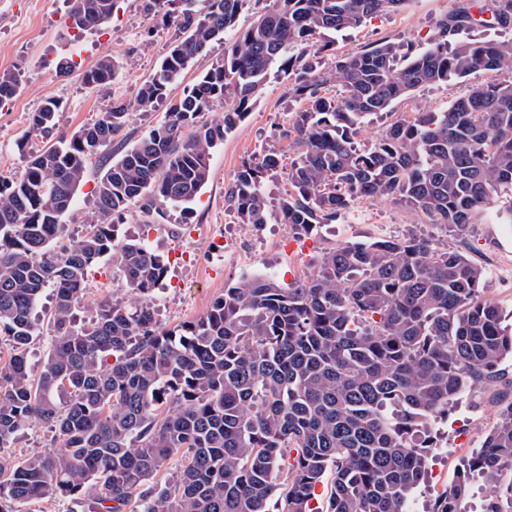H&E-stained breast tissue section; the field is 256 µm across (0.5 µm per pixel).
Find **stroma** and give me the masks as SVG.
Listing matches in <instances>:
<instances>
[{
  "instance_id": "1",
  "label": "stroma",
  "mask_w": 512,
  "mask_h": 512,
  "mask_svg": "<svg viewBox=\"0 0 512 512\" xmlns=\"http://www.w3.org/2000/svg\"><path fill=\"white\" fill-rule=\"evenodd\" d=\"M459 4L460 0H406L400 10L368 20L358 28L324 33L308 45L307 56L319 63L322 71L331 72L337 57L378 40L427 48L437 22ZM70 8L69 0H0V71L15 72L21 80L15 97L0 104V168L20 173L29 154L55 144L59 134H72L92 122L113 101H134L139 86L154 74L176 38L174 28L163 26L147 14L144 0H116L111 19L92 34L79 35L68 28ZM326 40L331 42V50H322ZM106 56L117 64L114 79L106 86H86L84 71ZM63 57L73 61L74 69L59 77L55 69ZM197 75V67H189L170 87L167 100L146 111L132 109L128 136L136 139L159 126L170 103L182 96ZM511 76L505 71L478 73L417 88L394 103L388 113L363 125L354 139L372 143L398 116L444 111L471 84L496 83ZM48 99L60 106L57 133L28 137L31 113ZM302 109V102L289 96L282 75L270 73L252 99L246 118L214 148L209 178L192 212L185 215L171 210L165 218L151 221L135 206L125 224L119 225V238L143 240L151 251L170 261L178 252L190 255L189 261L180 264L171 261L163 289L152 297L162 326L172 329L199 317L213 298L242 277L268 275L282 283L305 279L314 273L322 254L339 244L421 232L432 233L438 246L461 250L485 267L488 295L504 314L512 313V224H494L485 215L464 230L449 232L432 229L413 211L390 200L378 208L356 203L336 223L316 225L308 235L311 247L307 252L291 253L287 247L295 233L289 225L280 223L277 210L290 187L284 177L275 176L265 181L271 203L266 224L257 228L242 224L228 199L237 171L243 161L261 152L287 153L286 141L277 138L275 131L289 125ZM21 140L26 143L22 150L17 147ZM219 235L233 243L242 242V249L233 259L213 252L211 242ZM118 276V266L110 256L91 268L87 304L77 310V322L88 320L89 304L111 293ZM502 373L501 381L462 395L447 424L441 425L440 446L433 449L430 459L432 482L416 492L413 512H429L436 491L455 483L464 458L479 448L501 409L512 402L511 358L504 361Z\"/></svg>"
}]
</instances>
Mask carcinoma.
<instances>
[{
    "mask_svg": "<svg viewBox=\"0 0 512 512\" xmlns=\"http://www.w3.org/2000/svg\"><path fill=\"white\" fill-rule=\"evenodd\" d=\"M245 0H146L172 21L178 38L140 85L136 105L166 98L186 68L237 23ZM258 18L205 66L171 103L160 126L126 145L131 105L114 102L93 122L29 155L24 170L0 177V333L12 358L0 363V450L36 422L59 444L22 461L0 456V512L48 495L77 512H408L428 481V427L448 420L461 396L500 377L512 358V327L486 295V270L467 255L414 233L347 242L322 255L316 273L285 286L244 277L207 311L177 330L162 327L150 297L168 263L140 240L120 241L116 225L131 206L146 217L192 210L210 171L211 150L246 115L272 68L305 102L280 131L293 158L266 151L242 164L231 189L240 220L267 223L264 176L291 188L279 217L300 232L334 224L358 199L389 197L448 231L463 230L495 204L512 224V80L476 83L443 112L400 117L369 146L349 129L413 90L478 72H512V41H475L472 27L512 28V0L463 3L436 27L428 48L381 42L322 72L304 48L324 31L362 26L405 0H266ZM114 0H72L69 27L92 33ZM490 13V19L483 14ZM116 65L101 58L83 82L106 85ZM341 93L324 94L330 82ZM233 89L237 106L223 120L202 114ZM18 79L0 73V103ZM46 101L29 133L56 126ZM119 157L104 155L114 142ZM105 171L83 235L58 242L90 164ZM117 257L123 295L94 306L89 324H73L90 269ZM52 288L54 339L38 378L27 352L41 334L34 311ZM66 390L59 404L55 393ZM177 462L168 486L155 481ZM512 403L437 492L431 512H460L474 477L489 491L486 512H512ZM332 473L326 509L313 507Z\"/></svg>",
    "mask_w": 512,
    "mask_h": 512,
    "instance_id": "obj_1",
    "label": "carcinoma"
}]
</instances>
